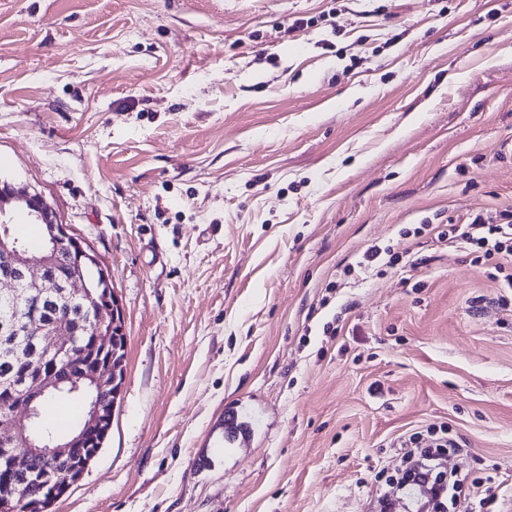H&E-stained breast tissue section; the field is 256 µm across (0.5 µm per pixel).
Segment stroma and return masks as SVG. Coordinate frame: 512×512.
Segmentation results:
<instances>
[{
  "label": "stroma",
  "instance_id": "obj_1",
  "mask_svg": "<svg viewBox=\"0 0 512 512\" xmlns=\"http://www.w3.org/2000/svg\"><path fill=\"white\" fill-rule=\"evenodd\" d=\"M505 140L512 0H0V178L125 315L111 429L49 512H374L441 423L512 512V305L432 231L512 209ZM373 245L422 263L355 281ZM241 416L235 407H230L224 412V434L214 443L215 448L223 450V447L235 445L245 439L246 434L241 430Z\"/></svg>",
  "mask_w": 512,
  "mask_h": 512
}]
</instances>
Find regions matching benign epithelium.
Here are the masks:
<instances>
[{"label": "benign epithelium", "mask_w": 512, "mask_h": 512, "mask_svg": "<svg viewBox=\"0 0 512 512\" xmlns=\"http://www.w3.org/2000/svg\"><path fill=\"white\" fill-rule=\"evenodd\" d=\"M18 213L26 214L31 223L43 229L42 250L31 249L13 234L14 217ZM62 250L76 260V274L66 283V293L81 296L87 284L79 271L85 261L98 260L96 254L71 236L65 225L57 222L53 210L39 193L1 179L0 259L10 273L0 278V294L23 302L31 292L48 287L46 271ZM93 308L98 324L90 349L112 352V361L105 366H84L75 376L64 377L59 372L62 360L71 354L69 332L63 329L52 332L36 314L28 312L11 326L17 336L33 339L47 336L49 342L38 365L34 386L0 401V450L13 455L16 463L29 456L39 457L42 471L37 483L44 489L53 484V476L60 468L69 469L67 481L48 495L51 500L66 493L82 478L89 465L84 450L105 434L109 410L106 399L119 396L115 385L125 373V357L112 348V331L125 330L124 311L116 294L106 292ZM85 383L89 384L90 394L80 420L67 435L46 441L37 429L42 402L79 391Z\"/></svg>", "instance_id": "benign-epithelium-1"}]
</instances>
